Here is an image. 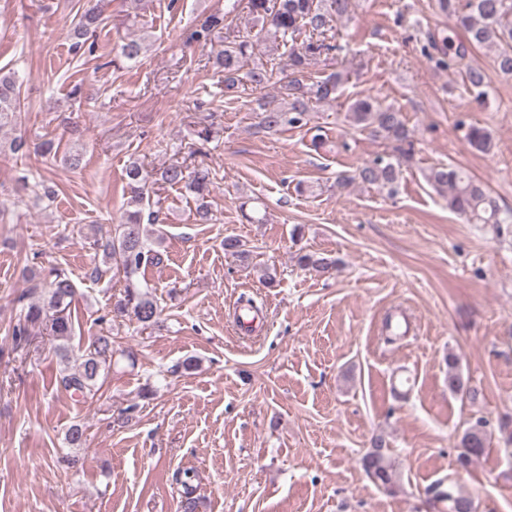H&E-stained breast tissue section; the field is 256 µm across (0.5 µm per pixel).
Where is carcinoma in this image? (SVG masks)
I'll use <instances>...</instances> for the list:
<instances>
[{
	"instance_id": "cac0c4a2",
	"label": "carcinoma",
	"mask_w": 512,
	"mask_h": 512,
	"mask_svg": "<svg viewBox=\"0 0 512 512\" xmlns=\"http://www.w3.org/2000/svg\"><path fill=\"white\" fill-rule=\"evenodd\" d=\"M240 0H224V12L205 18L199 28L193 30L186 43L201 44L211 39L212 33L225 26L227 19L237 10ZM351 0H248L255 20L261 23L267 52L278 50L287 42L305 39L289 49L287 59L278 65L255 60L259 45L249 40H233L224 43V49L213 59V66L224 72V97L234 99L242 93L264 92L274 88L288 98L284 108H268L259 104V127L267 131H281L288 127L307 125L311 105L336 100L341 74L306 82L305 69L312 58L329 56L336 45L327 41V32L333 30L349 12ZM112 0H77L74 27L71 38L73 47L80 48L108 19L107 12ZM443 8L455 20L457 27L466 34V41L454 44L443 39L442 57L435 59L438 67H448L447 57L462 59L467 46L494 45L497 47L495 62L505 76H512V0H442ZM143 53V43L130 39L120 46L118 57L135 61ZM466 91L473 101L483 106L489 90L482 72L468 68ZM19 76L14 71L0 69V129L21 121ZM354 126L384 140L396 144L402 154L410 153L411 133L402 114L378 98L354 101L348 112ZM466 144L477 151L488 152L492 148L491 134L484 128L471 126L465 132ZM153 174L145 167L131 161L125 168L128 200L123 223L116 225L114 233L102 248L104 262L112 265V273L126 282L123 298L116 301L113 313L129 315L144 327L150 326L158 316V305L149 292L141 290L136 278L150 262L159 259L153 246L162 244V238H150L144 224L160 222L159 201L148 194ZM399 179V165L388 156H378L357 166L343 182L375 185L392 194ZM428 182L445 198L448 210L467 217L476 224H507L512 214L501 216V211L484 185L459 168L434 167L427 174ZM157 181L170 186L181 185L192 195L196 203L198 221L206 224L211 220L208 198L213 185L211 168L199 163L188 172L182 165H169L158 173ZM300 263L318 273L336 269V258L325 253L304 254ZM76 294L72 280L57 269L44 275L34 272L29 277V288L18 298L22 305L13 334L15 344L23 348L30 344L29 326L39 323L54 341L53 350L63 368L59 382L67 390L84 397H94L100 389L99 380L109 371L116 353L111 332H102L92 344L77 354L70 346L74 324L71 303ZM448 391L463 400H476L477 390L464 380L457 366V358L448 355ZM485 422L476 421L465 429L460 439L459 462L469 464L480 457L486 447ZM362 466L371 478L384 490L392 492L396 487V470L389 455V444L382 436L372 441L370 450L362 457ZM178 481L183 488L186 512H193V485L190 472L180 474ZM448 501V512H474L473 502L463 495L450 491L433 493L431 507Z\"/></svg>"
}]
</instances>
